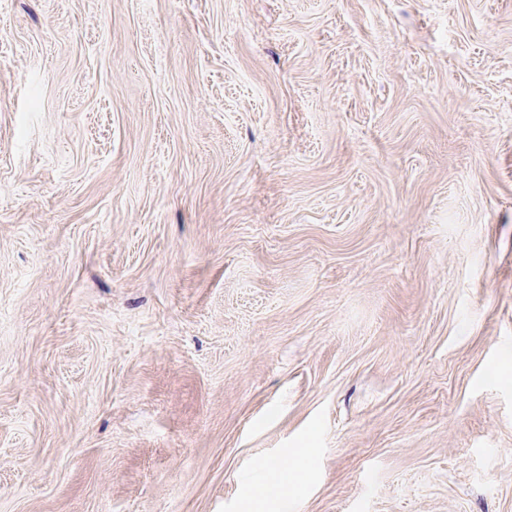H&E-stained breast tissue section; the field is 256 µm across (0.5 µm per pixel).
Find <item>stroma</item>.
<instances>
[{"label": "stroma", "instance_id": "1", "mask_svg": "<svg viewBox=\"0 0 512 512\" xmlns=\"http://www.w3.org/2000/svg\"><path fill=\"white\" fill-rule=\"evenodd\" d=\"M512 512V0H0V512Z\"/></svg>", "mask_w": 512, "mask_h": 512}]
</instances>
